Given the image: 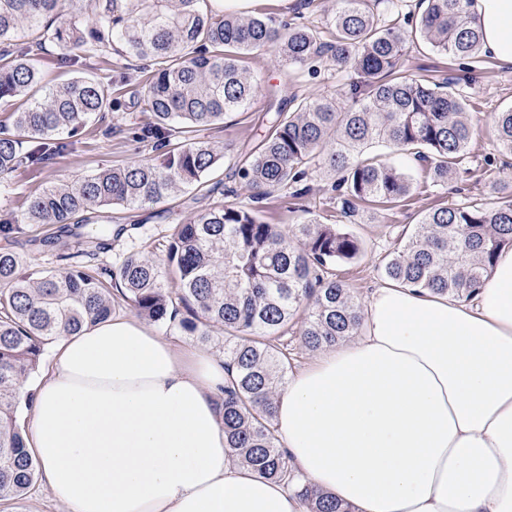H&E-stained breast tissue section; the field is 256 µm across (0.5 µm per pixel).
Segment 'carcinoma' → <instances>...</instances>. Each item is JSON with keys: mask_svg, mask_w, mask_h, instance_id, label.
<instances>
[{"mask_svg": "<svg viewBox=\"0 0 512 512\" xmlns=\"http://www.w3.org/2000/svg\"><path fill=\"white\" fill-rule=\"evenodd\" d=\"M205 2L82 0L75 6L84 17L79 27L51 23L62 15L63 0H0V105L36 95L10 112L11 127H0L1 178L74 151L91 117L112 109L109 73L42 85L38 62L48 41L69 66L112 52L151 58L143 89L154 121L144 132L166 149L158 163L103 168L71 185L45 187L24 199L20 218L0 224V236L21 233L26 224L65 229L114 205L134 210L164 202L201 182L224 148L191 142L186 134L223 123L251 101L256 85L241 61L267 47L288 66L327 56L336 70L353 68L364 81L350 86L360 101L356 109L343 110L326 96L296 95L292 106L277 108L258 150L237 164L254 201L288 189L294 196L305 192L301 182L314 166L337 176L332 190L344 218L357 215L358 201L398 202L413 183L395 167L363 157L374 143L429 163L435 186L470 174L466 148L474 127L466 96L454 80L399 74L404 37L393 0H343L328 42L303 23L280 29L263 15L205 10ZM423 2L415 24L436 51L451 58L481 54L483 34L466 9L470 0ZM496 127L501 147L512 153V109L497 114ZM293 238L303 246L292 245ZM507 245L512 200L496 208L450 203L422 218L384 273L404 286L466 299ZM165 252L163 263L152 250L136 251L112 270L77 263L62 274L37 276L16 252L0 248V499L25 496L39 469L15 414L19 388L39 367L45 346L128 307L201 339L223 327L224 363L231 368L224 386L226 447L256 474L296 487L306 512H351L289 467L275 398L292 369V339L315 351L356 334L360 306L333 267L360 256L358 237L314 217L286 233L253 208L220 201L176 225Z\"/></svg>", "mask_w": 512, "mask_h": 512, "instance_id": "obj_1", "label": "carcinoma"}]
</instances>
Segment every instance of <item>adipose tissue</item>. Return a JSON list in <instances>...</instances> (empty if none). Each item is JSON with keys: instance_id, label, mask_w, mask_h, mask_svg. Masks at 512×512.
Segmentation results:
<instances>
[{"instance_id": "1", "label": "adipose tissue", "mask_w": 512, "mask_h": 512, "mask_svg": "<svg viewBox=\"0 0 512 512\" xmlns=\"http://www.w3.org/2000/svg\"><path fill=\"white\" fill-rule=\"evenodd\" d=\"M512 63V0H473ZM223 359L114 317L60 337L27 442L69 512H302L234 462ZM288 464L353 512H512V248L470 300L388 283L359 336L289 372Z\"/></svg>"}]
</instances>
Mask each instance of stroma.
Masks as SVG:
<instances>
[{
  "label": "stroma",
  "instance_id": "obj_1",
  "mask_svg": "<svg viewBox=\"0 0 512 512\" xmlns=\"http://www.w3.org/2000/svg\"><path fill=\"white\" fill-rule=\"evenodd\" d=\"M339 5L340 0H262L257 11L279 22L300 16L306 24L326 34ZM407 39V50L401 61L403 70L438 79L451 78L464 88L475 126L467 155L477 165L478 172L440 187L431 183L420 163L407 152L386 145L368 148V156L405 172L415 189L396 204L367 203L360 207L353 231L362 245L361 256L354 262L338 265L336 277L361 304L366 303L374 288L386 283L385 263L431 207L450 200L465 204L477 199L493 208L500 205L501 199L489 193V183L512 181V154L502 150L494 123L495 114L512 109V65L500 64L483 54L451 60L433 50L415 32H408ZM111 60L112 96L116 106L91 121V134L84 137L74 152L54 157L38 171L18 170L7 182H0V221L20 215L23 197L36 194L46 186L70 183L101 168L160 157L153 139L143 132L150 120L141 95L144 61L130 66L116 54ZM244 66L259 86L254 100L245 109L227 114L222 124L199 127L192 133L194 139L223 145L224 159L217 163L204 184L184 188L171 199L139 210L137 227H130L127 210L115 205L107 210L111 234L103 236L90 227L80 228L71 243L76 249L92 253L91 267L116 266L125 254L142 250L145 242L167 239L175 224L193 211L194 198L205 194L214 184H222L224 203L250 205L251 191L246 181L230 176L229 170L244 155L257 149L264 121L272 115L278 102L289 101L295 95L321 94L336 98L343 106L347 103L343 90L359 79L354 70H337L327 58L317 63L313 74L304 68L285 66L271 49L248 55ZM332 183V177L321 170L310 171L303 197L268 200L260 216L285 231L302 223L310 211L322 223H341L342 217L332 198ZM57 232L54 226H35L10 240L0 237V247L7 246L22 254L34 269L62 273L71 267V260L43 244L44 239L54 237Z\"/></svg>",
  "mask_w": 512,
  "mask_h": 512
}]
</instances>
